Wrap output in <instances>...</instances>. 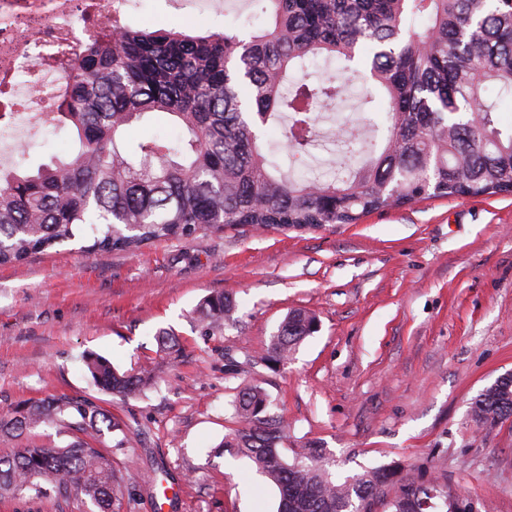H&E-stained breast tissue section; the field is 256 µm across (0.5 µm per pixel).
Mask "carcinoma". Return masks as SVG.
Wrapping results in <instances>:
<instances>
[{
	"label": "carcinoma",
	"mask_w": 512,
	"mask_h": 512,
	"mask_svg": "<svg viewBox=\"0 0 512 512\" xmlns=\"http://www.w3.org/2000/svg\"><path fill=\"white\" fill-rule=\"evenodd\" d=\"M267 28L245 42L235 34L192 36L177 28H131L115 20L112 39L87 40L68 71L69 92L54 120L78 145L34 173L0 169V266L76 239L90 228L88 251L135 252L160 239H189L231 226L309 230L355 224L374 211L427 197L512 195V128L501 126V101L512 98V0H265ZM373 47L366 79L382 92L388 135L347 176L308 180L284 172L264 153L260 127L288 113V151L300 161L313 147L315 114L340 97L342 82L312 85L288 73L324 55L346 63ZM173 117L186 133L177 150L159 138L130 150L128 130L152 114ZM224 292L197 308L211 334L236 322ZM316 317L293 310L255 368L284 362L317 331ZM84 363L103 393L125 399L150 382L90 353ZM241 425L222 447L248 459L278 487V512H474L469 499L397 471L366 469L340 480L320 448L282 452L285 426L269 415L257 384L230 401ZM479 426L512 419V380L495 382L472 405ZM56 423L77 433L65 447L27 443L0 455V497L54 496L112 512L120 483L112 453L96 443L119 429L112 414L84 397L60 395L0 408V435H29Z\"/></svg>",
	"instance_id": "1"
}]
</instances>
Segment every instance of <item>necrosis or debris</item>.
<instances>
[{"label": "necrosis or debris", "instance_id": "necrosis-or-debris-1", "mask_svg": "<svg viewBox=\"0 0 512 512\" xmlns=\"http://www.w3.org/2000/svg\"><path fill=\"white\" fill-rule=\"evenodd\" d=\"M130 0H0V168L52 113L88 35H111Z\"/></svg>", "mask_w": 512, "mask_h": 512}]
</instances>
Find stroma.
I'll list each match as a JSON object with an SVG mask.
<instances>
[{"label":"stroma","instance_id":"35a3bbf8","mask_svg":"<svg viewBox=\"0 0 512 512\" xmlns=\"http://www.w3.org/2000/svg\"><path fill=\"white\" fill-rule=\"evenodd\" d=\"M223 4L217 16L186 0H131L125 21L244 37L269 22L254 0ZM368 90L349 77L317 116L310 165L337 130L385 111ZM75 145L47 121L13 162L34 170ZM216 291L233 298L238 323L206 336L196 309ZM298 308L318 331L287 364L246 366ZM162 329L180 350L159 351ZM89 353L122 372L151 368L158 383L113 398L93 385ZM509 372L512 195L422 199L303 232L239 226L134 253L71 242L0 267V408L67 394L110 411L121 425L101 442L122 486L112 512H276L275 484L219 449L245 383L268 392L288 447L322 448L337 474L402 464L475 512H512V420H471L474 399Z\"/></svg>","mask_w":512,"mask_h":512}]
</instances>
